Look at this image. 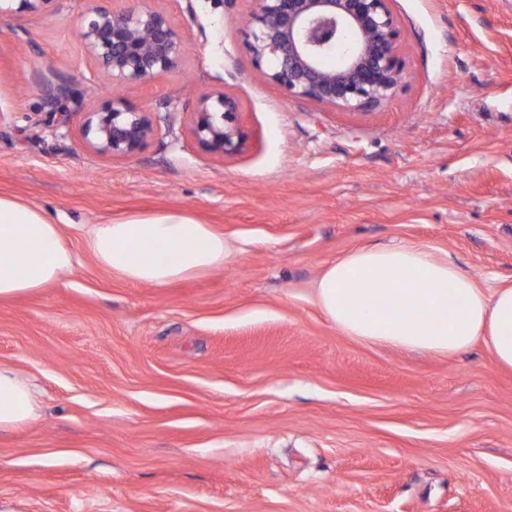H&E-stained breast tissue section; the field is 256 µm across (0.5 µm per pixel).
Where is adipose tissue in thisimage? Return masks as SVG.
<instances>
[{
    "label": "adipose tissue",
    "instance_id": "obj_1",
    "mask_svg": "<svg viewBox=\"0 0 512 512\" xmlns=\"http://www.w3.org/2000/svg\"><path fill=\"white\" fill-rule=\"evenodd\" d=\"M87 246L112 274L155 287L223 268L233 254L223 234L181 212L94 225ZM75 262L59 224L44 210L0 197V297L55 284ZM315 299L346 335L444 355L482 340L499 367L512 369V285L485 292L426 247H360L327 266ZM41 411L36 386L0 365V432L37 422Z\"/></svg>",
    "mask_w": 512,
    "mask_h": 512
}]
</instances>
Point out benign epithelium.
Segmentation results:
<instances>
[{"label":"benign epithelium","instance_id":"benign-epithelium-1","mask_svg":"<svg viewBox=\"0 0 512 512\" xmlns=\"http://www.w3.org/2000/svg\"><path fill=\"white\" fill-rule=\"evenodd\" d=\"M54 0H0V20L41 13ZM76 28L95 68L113 95L83 112L79 133L94 152L126 158L155 137L156 112L131 105L127 87L149 84L173 71L185 41L154 0H134L116 8L112 0H82ZM243 44L255 69L289 98L344 111L385 106L404 80L400 30L390 0H255L243 31ZM340 56L335 68L326 59ZM43 106L60 122L67 104L80 103L71 83L43 81ZM239 100L222 91L201 96L190 134L206 152L234 156L248 134L239 119Z\"/></svg>","mask_w":512,"mask_h":512}]
</instances>
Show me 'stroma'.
I'll use <instances>...</instances> for the list:
<instances>
[{"instance_id":"1","label":"stroma","mask_w":512,"mask_h":512,"mask_svg":"<svg viewBox=\"0 0 512 512\" xmlns=\"http://www.w3.org/2000/svg\"><path fill=\"white\" fill-rule=\"evenodd\" d=\"M176 70L129 88L172 127L109 158L80 139L110 90L82 0L0 22V196L44 209L78 261L0 298V364L42 417L0 435V512H512V370L484 344L424 354L345 335L315 302L328 264L419 244L480 288L512 284V0H391L404 80L383 108L292 99L257 71L254 0H155ZM76 82L58 126L41 78ZM241 103L218 158L189 133L201 94ZM179 211L230 240L224 268L156 288L101 268L89 225Z\"/></svg>"}]
</instances>
